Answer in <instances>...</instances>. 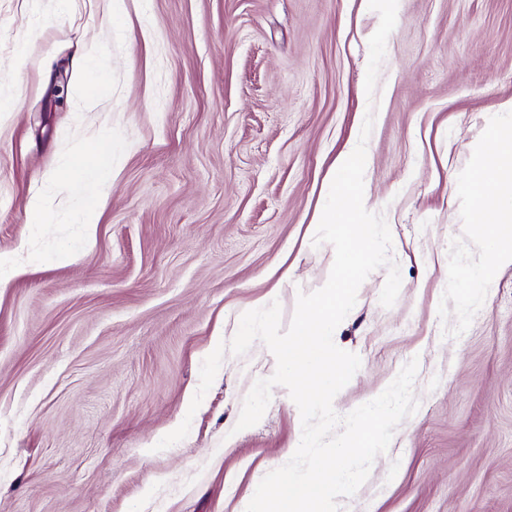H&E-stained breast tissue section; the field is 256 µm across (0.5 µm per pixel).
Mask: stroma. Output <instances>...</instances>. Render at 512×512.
<instances>
[{
  "label": "stroma",
  "instance_id": "obj_1",
  "mask_svg": "<svg viewBox=\"0 0 512 512\" xmlns=\"http://www.w3.org/2000/svg\"><path fill=\"white\" fill-rule=\"evenodd\" d=\"M368 0H0V512H245L300 442L276 359L226 354L197 411L203 360L260 298L290 324L334 249L313 246L335 161L369 101L366 208L401 288L373 271L338 326L361 367L347 414L418 359L417 411L340 512H512V265L460 307L478 260L467 185L491 124L512 126V0H398L374 96ZM96 45L110 85L80 110ZM111 139L94 241L60 182ZM52 221H31V200ZM190 420L188 435L155 444Z\"/></svg>",
  "mask_w": 512,
  "mask_h": 512
}]
</instances>
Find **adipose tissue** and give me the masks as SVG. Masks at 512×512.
<instances>
[{
    "mask_svg": "<svg viewBox=\"0 0 512 512\" xmlns=\"http://www.w3.org/2000/svg\"><path fill=\"white\" fill-rule=\"evenodd\" d=\"M490 152L481 153L470 175V201L476 212H492L494 223L480 225L474 243L479 251L478 261L468 272L469 287L462 303H469L492 278L499 265L512 263V133L492 125L488 131ZM111 169L104 164L83 167L67 184L76 203L77 221L87 233H94L99 219L103 189Z\"/></svg>",
    "mask_w": 512,
    "mask_h": 512,
    "instance_id": "adipose-tissue-1",
    "label": "adipose tissue"
}]
</instances>
